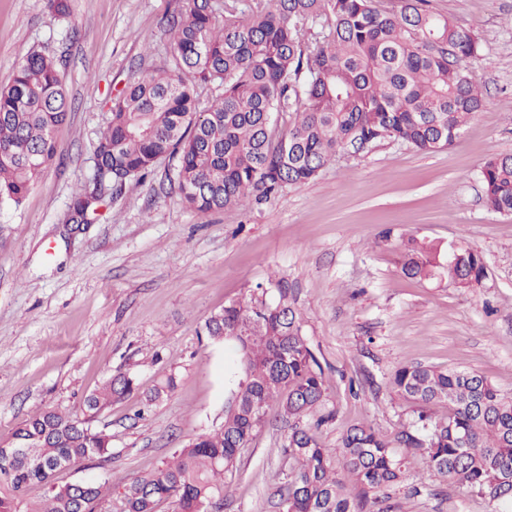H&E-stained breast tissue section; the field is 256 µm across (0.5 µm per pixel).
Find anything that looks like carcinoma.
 I'll return each instance as SVG.
<instances>
[{"mask_svg":"<svg viewBox=\"0 0 512 512\" xmlns=\"http://www.w3.org/2000/svg\"><path fill=\"white\" fill-rule=\"evenodd\" d=\"M321 22L306 38L305 27ZM170 53L153 73L112 93L95 149L92 184L76 193L68 222L90 224L132 180L175 162L176 189L207 214L267 202L301 185L348 147L401 141L422 153L451 145L484 107L468 63L482 44L470 28L403 0H257L250 13L226 0H177L168 20ZM63 56L27 53L0 86V206L18 208L41 173L63 160L55 129L68 117ZM481 176L488 205L512 216V155L491 153ZM401 271L445 275L462 288L485 276L480 254L461 244H401ZM201 334L233 345L244 378L224 424L174 452L164 466L135 477L123 512H207L224 497L239 454L275 413L288 422L283 454L291 463L279 489L285 512H369V495L402 482L405 458L420 454L440 475L497 504L512 502V396L470 371L402 365L392 390L411 419L394 440L354 424L339 444L342 471L313 429L324 411L322 367L289 301L288 283L271 278L248 300L205 321ZM139 393L128 375L111 377L84 401L82 415L45 410L20 422L0 445V512H21V491L45 488L30 512H96L103 486L61 485L56 475L88 458L112 456V437L90 425L114 401ZM446 405L437 415L432 407Z\"/></svg>","mask_w":512,"mask_h":512,"instance_id":"1","label":"carcinoma"}]
</instances>
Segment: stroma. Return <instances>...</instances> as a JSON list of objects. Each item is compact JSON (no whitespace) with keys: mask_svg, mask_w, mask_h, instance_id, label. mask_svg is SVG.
<instances>
[{"mask_svg":"<svg viewBox=\"0 0 512 512\" xmlns=\"http://www.w3.org/2000/svg\"><path fill=\"white\" fill-rule=\"evenodd\" d=\"M424 7L482 43L469 69L484 107L452 145L431 154L397 141L347 149L266 203L208 215L181 201L165 161L95 223L70 224V199L95 174L109 93L165 60L174 0H72L60 21L46 0H0V85L30 50L60 55L70 105L54 133L63 164L43 172L20 209H0V442L43 410L81 411L117 373L145 390L174 378L152 405L135 396L100 411L92 425L111 435V458L57 475L107 483L97 512H122L134 476L222 426L237 352L198 330L273 276L292 291L336 412L316 431L323 447L338 448L355 423L395 435L410 417L390 385L404 364L474 371L512 395V217L488 207L481 179L489 153L512 154V0ZM388 229L393 240L381 241ZM408 235L479 252L484 280L459 288L406 277L394 240ZM286 435L276 419L260 429L215 512H283ZM378 496L391 512L489 510L419 455Z\"/></svg>","mask_w":512,"mask_h":512,"instance_id":"obj_1","label":"stroma"}]
</instances>
